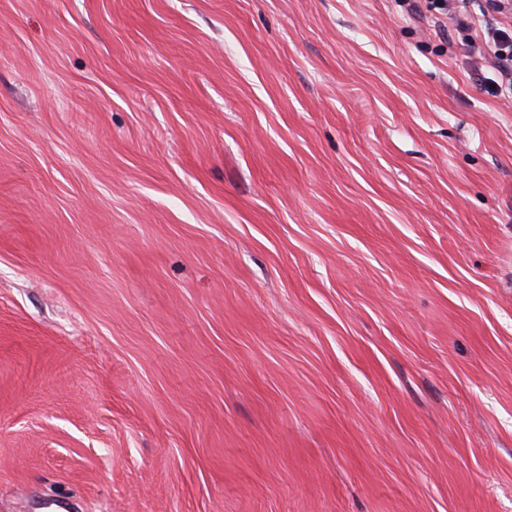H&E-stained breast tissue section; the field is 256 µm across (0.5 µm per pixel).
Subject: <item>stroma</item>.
Here are the masks:
<instances>
[{
  "instance_id": "stroma-1",
  "label": "stroma",
  "mask_w": 512,
  "mask_h": 512,
  "mask_svg": "<svg viewBox=\"0 0 512 512\" xmlns=\"http://www.w3.org/2000/svg\"><path fill=\"white\" fill-rule=\"evenodd\" d=\"M400 0H0V512H512V94Z\"/></svg>"
}]
</instances>
